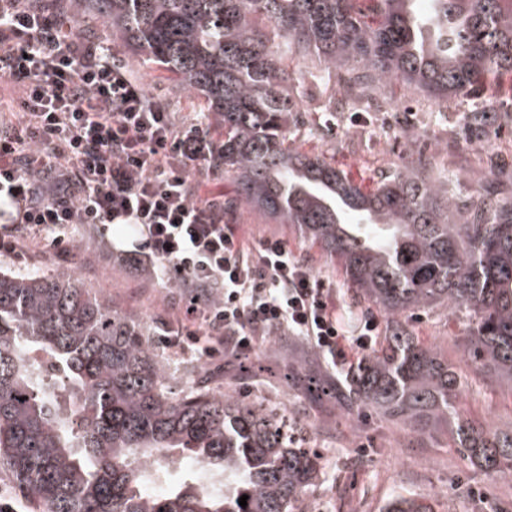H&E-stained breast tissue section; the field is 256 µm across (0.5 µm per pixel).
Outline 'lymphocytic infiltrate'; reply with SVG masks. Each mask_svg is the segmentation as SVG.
I'll return each mask as SVG.
<instances>
[{
    "instance_id": "f902f5d3",
    "label": "lymphocytic infiltrate",
    "mask_w": 512,
    "mask_h": 512,
    "mask_svg": "<svg viewBox=\"0 0 512 512\" xmlns=\"http://www.w3.org/2000/svg\"><path fill=\"white\" fill-rule=\"evenodd\" d=\"M219 142L199 113L180 124L125 68L106 42L82 40L59 16L0 0V202L18 212L0 228V252L39 237L63 254L77 224H134L147 250L136 270L178 277L186 317L180 335L210 360L243 357L277 330L309 340L342 369L379 333L376 319L349 333L336 291L282 239L249 244L224 220V200L198 193L215 174Z\"/></svg>"
}]
</instances>
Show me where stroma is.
Instances as JSON below:
<instances>
[{
  "mask_svg": "<svg viewBox=\"0 0 512 512\" xmlns=\"http://www.w3.org/2000/svg\"><path fill=\"white\" fill-rule=\"evenodd\" d=\"M112 60L125 66L154 97L166 101L180 123L192 121L201 107L194 94L175 85L157 66L129 55L122 44L112 46ZM384 111L362 112L347 105L337 113L332 128H325L327 101L322 87L310 86L302 105L301 121L291 130V142L299 151L323 155L336 168L356 181L372 184L412 159H429L434 172L456 176L455 190L468 199L481 183L497 181L512 191V85H492L465 102H430L414 112L407 105L410 94L401 82L386 89ZM471 108L491 111L483 129L466 127L462 120ZM201 191L223 196L226 222L239 225L251 244L277 237L307 259L320 279L335 287L348 312V327L356 329L373 306L355 303L342 269L310 245L300 232L286 224H273L242 202L234 182L225 176L206 177ZM78 248L69 255L47 252L32 241L19 255L0 254V269L25 275L34 271H75L86 287L105 289L121 307L138 312L154 326L157 352L172 367L170 387L179 391L185 368L202 362L193 348L168 345L169 332L184 328L188 303L185 288L161 285L146 273H132L123 263L124 252L142 249L143 235L122 224L107 231L94 227L77 230ZM403 324L427 346L437 348L449 361L460 365L467 386L460 405L467 415L483 422H512V390L489 383L463 362L456 343L465 324L442 311L403 317ZM270 376L242 378L238 359L202 362L212 386L246 400H261L276 409L291 407L298 390L288 385V359L309 356L320 376H327L319 353L298 336L280 341L263 337L257 347ZM303 436L308 446L323 454L322 477L302 503L303 512H383L397 495L420 499L433 512H512V476L491 477L472 468L463 459L449 435L422 439L381 417L364 412L349 416L333 402L309 411Z\"/></svg>",
  "mask_w": 512,
  "mask_h": 512,
  "instance_id": "stroma-1",
  "label": "stroma"
}]
</instances>
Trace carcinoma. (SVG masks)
I'll use <instances>...</instances> for the list:
<instances>
[{
    "label": "carcinoma",
    "instance_id": "carcinoma-1",
    "mask_svg": "<svg viewBox=\"0 0 512 512\" xmlns=\"http://www.w3.org/2000/svg\"><path fill=\"white\" fill-rule=\"evenodd\" d=\"M54 0L74 25L170 74L224 127L221 164L240 198L291 224L338 262L392 325L347 383L315 395L372 411L419 436L451 434L488 475L512 474V424L468 417L465 379L402 316L441 309L466 320L463 358L512 389V194L486 186L471 208L420 157L371 187L289 143L311 84L371 97L397 80L422 98L471 97L512 76V13L502 0ZM308 65L289 69V61ZM142 316L69 272H0V466L45 512H298L322 454L293 417L215 394L207 371L169 390ZM72 402L71 410L63 403ZM179 451L224 488L198 480L150 495L149 462ZM248 496L247 506L239 498ZM387 512H429L394 497Z\"/></svg>",
    "mask_w": 512,
    "mask_h": 512
}]
</instances>
